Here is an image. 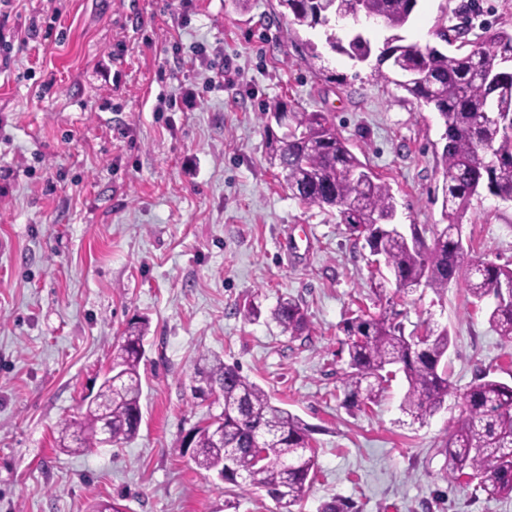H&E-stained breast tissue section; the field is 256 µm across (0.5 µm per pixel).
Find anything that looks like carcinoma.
Masks as SVG:
<instances>
[{
    "label": "carcinoma",
    "mask_w": 512,
    "mask_h": 512,
    "mask_svg": "<svg viewBox=\"0 0 512 512\" xmlns=\"http://www.w3.org/2000/svg\"><path fill=\"white\" fill-rule=\"evenodd\" d=\"M279 5L298 26H327L340 10L354 20L368 15L391 31L386 41L400 51L390 70L377 67L374 77L434 107L443 119L442 207L448 224L433 233L430 245L417 231V244L408 245L398 234L381 229L396 217L390 185L352 152L322 112L289 113L288 149L271 142L272 158L285 172L288 189L305 205L336 210L350 234L364 240L370 255L383 258L398 291L408 293L423 285L442 297L451 282L460 280L472 303L491 301L488 322L499 336L512 340V302L500 293L512 284V266L476 256L462 243L470 200L484 193H512V33L488 31L468 53L447 54L435 46L406 43L399 34L417 0H279ZM327 41L351 59L373 53L371 41L362 34L345 45L333 37ZM272 316L292 336L308 331L307 313L291 298L280 300ZM343 332L348 352L343 384L350 399L359 398L365 405L378 402L394 366L408 385L401 409L415 421L433 416L454 393L448 329L432 328L421 337L407 334L403 323L384 311L347 319ZM144 357L143 329L132 323L95 401L80 418L60 422V448L79 453L100 447L105 422L114 445L137 437ZM193 382L218 387L224 409V440H213L207 423L191 434L195 465L240 490H264L279 512H293L315 477L311 427L215 354L197 356ZM463 401L464 415L448 431L442 448L448 479L469 476L490 497L512 496V385L482 373Z\"/></svg>",
    "instance_id": "1"
}]
</instances>
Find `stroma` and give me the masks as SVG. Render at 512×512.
Returning <instances> with one entry per match:
<instances>
[{
  "instance_id": "obj_1",
  "label": "stroma",
  "mask_w": 512,
  "mask_h": 512,
  "mask_svg": "<svg viewBox=\"0 0 512 512\" xmlns=\"http://www.w3.org/2000/svg\"><path fill=\"white\" fill-rule=\"evenodd\" d=\"M454 16L469 42L512 32V0H419L401 34L437 45L439 19ZM0 30V512H278L192 460L186 436L212 412L191 393L207 351L312 426L318 471L295 512L335 497L355 512H512V497L449 480L440 452L479 371L512 384V340L462 284L397 293L268 155L276 103L325 113L390 184L404 232L440 225L438 112L333 51L325 27L290 25L278 0H11ZM186 85L197 110L164 108ZM462 239L512 263V204L474 202ZM286 297L309 335L272 321ZM250 304L258 320L244 318ZM361 309L448 329L457 392L425 422L401 411L399 375L371 408L347 400L342 323ZM132 321L146 325L138 436L62 452L59 423L84 411Z\"/></svg>"
}]
</instances>
